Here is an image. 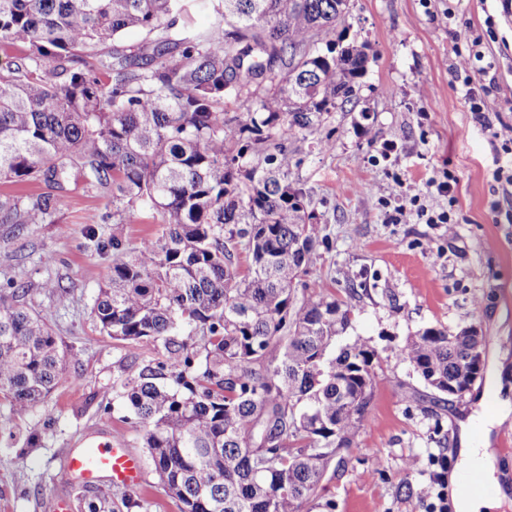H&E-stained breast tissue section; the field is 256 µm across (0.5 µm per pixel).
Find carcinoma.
Here are the masks:
<instances>
[{"mask_svg": "<svg viewBox=\"0 0 512 512\" xmlns=\"http://www.w3.org/2000/svg\"><path fill=\"white\" fill-rule=\"evenodd\" d=\"M350 2L0 0V44L24 50L0 66V224L56 223L82 179L112 195L90 223L139 209L161 225L136 248L97 242L113 260L92 315L114 341L163 347L135 373L119 364L115 392L180 512H304L367 421L375 352L347 336L357 289L303 280L326 239L282 137L330 149L321 131L358 98L367 45L332 38ZM28 294L0 289V397L17 412L64 379ZM476 345L472 325L431 326L402 353L446 394L472 382Z\"/></svg>", "mask_w": 512, "mask_h": 512, "instance_id": "carcinoma-1", "label": "carcinoma"}]
</instances>
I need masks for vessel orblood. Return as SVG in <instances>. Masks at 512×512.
I'll use <instances>...</instances> for the list:
<instances>
[{
  "label": "vessel or blood",
  "instance_id": "1",
  "mask_svg": "<svg viewBox=\"0 0 512 512\" xmlns=\"http://www.w3.org/2000/svg\"><path fill=\"white\" fill-rule=\"evenodd\" d=\"M67 478H79L92 485L105 479L126 488H140L144 468L140 457L129 448L125 438L107 434L105 441L92 440L71 452L65 459Z\"/></svg>",
  "mask_w": 512,
  "mask_h": 512
}]
</instances>
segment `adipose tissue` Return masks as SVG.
<instances>
[{
  "instance_id": "ef3b65f1",
  "label": "adipose tissue",
  "mask_w": 512,
  "mask_h": 512,
  "mask_svg": "<svg viewBox=\"0 0 512 512\" xmlns=\"http://www.w3.org/2000/svg\"><path fill=\"white\" fill-rule=\"evenodd\" d=\"M490 388L497 399V409L494 414L486 416L481 424H474L470 420L464 423L456 468L461 471L474 466L479 467L492 492L488 495H478L458 481H451V495L456 512H492L493 508L501 506L508 497H511L499 481L496 457L490 447L492 430L512 419V402L503 396L504 383L500 371H493Z\"/></svg>"
}]
</instances>
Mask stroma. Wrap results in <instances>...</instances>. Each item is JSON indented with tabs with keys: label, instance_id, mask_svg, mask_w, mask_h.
<instances>
[{
	"label": "stroma",
	"instance_id": "stroma-1",
	"mask_svg": "<svg viewBox=\"0 0 512 512\" xmlns=\"http://www.w3.org/2000/svg\"><path fill=\"white\" fill-rule=\"evenodd\" d=\"M490 15L496 38L482 46L491 63L482 82L501 109L484 127L452 79L458 47L452 33L484 29ZM337 33L343 43L368 46L359 100L336 112L328 151L293 137L288 144L299 151L295 175L329 242L307 281L340 298L357 287L350 334L376 351V386L369 425L344 462L329 469L307 510L431 512L433 474L441 459L456 463L461 421L493 407L480 401L483 377L460 397L431 390L401 353L406 338L428 326H476L485 359L504 367L512 399V197H503L493 178L489 131L512 124V0H432L428 8L422 0H351ZM418 79L430 87L423 102L410 94ZM383 139L400 148L388 162L378 158ZM446 168L457 178L454 233L424 223L411 206L400 223L389 221L390 206L402 202L400 181L424 186ZM111 208L107 190L70 185L59 223L27 225L0 250V285L28 286V304L74 353L44 403L16 414L0 401V512H53L59 496L67 498V512H85V503L103 500L113 512H179L146 459L138 489L63 476L67 453L109 429L139 455L147 453L142 428L112 385L119 360L135 369L156 358L161 346L143 341L123 349L92 317L112 254L95 251L85 221Z\"/></svg>",
	"mask_w": 512,
	"mask_h": 512
}]
</instances>
